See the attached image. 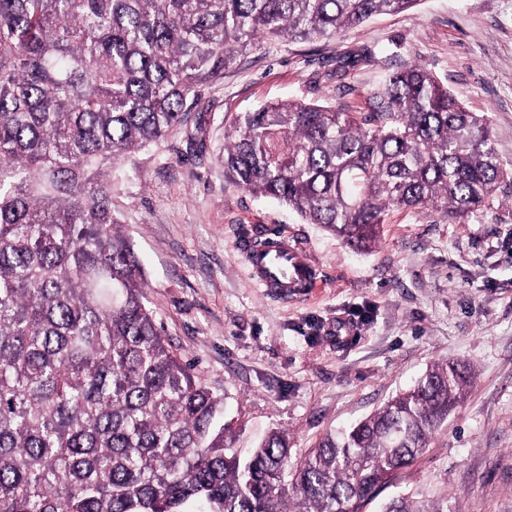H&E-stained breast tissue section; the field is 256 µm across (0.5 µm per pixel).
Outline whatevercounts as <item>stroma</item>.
Wrapping results in <instances>:
<instances>
[{"instance_id": "stroma-1", "label": "stroma", "mask_w": 512, "mask_h": 512, "mask_svg": "<svg viewBox=\"0 0 512 512\" xmlns=\"http://www.w3.org/2000/svg\"><path fill=\"white\" fill-rule=\"evenodd\" d=\"M487 113L512 168V0H419L337 41L263 42L202 87L186 122L125 160L112 213L144 269L149 307L174 351L233 420L234 445L286 432L303 454L409 389L433 363L470 365L474 384L392 496H447L456 512H512V180L487 208L390 211L357 253L279 202L224 176L237 113L274 100L368 113L369 92L407 63ZM288 233L321 270L307 296L251 283L237 244Z\"/></svg>"}]
</instances>
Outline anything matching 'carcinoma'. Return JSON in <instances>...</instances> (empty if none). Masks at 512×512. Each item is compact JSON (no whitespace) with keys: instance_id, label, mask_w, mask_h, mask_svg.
I'll list each match as a JSON object with an SVG mask.
<instances>
[{"instance_id":"carcinoma-1","label":"carcinoma","mask_w":512,"mask_h":512,"mask_svg":"<svg viewBox=\"0 0 512 512\" xmlns=\"http://www.w3.org/2000/svg\"><path fill=\"white\" fill-rule=\"evenodd\" d=\"M420 0H0V512H362L466 398L437 362L295 459L243 457L224 398L163 337L112 181L262 41L336 40ZM361 115L271 101L239 113L224 172L357 251L393 209L450 219L509 172L485 114L415 63ZM381 512H448L399 495Z\"/></svg>"}]
</instances>
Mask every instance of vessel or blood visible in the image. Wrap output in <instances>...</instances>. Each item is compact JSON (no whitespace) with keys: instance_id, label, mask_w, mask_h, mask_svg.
Instances as JSON below:
<instances>
[{"instance_id":"b4317fda","label":"vessel or blood","mask_w":512,"mask_h":512,"mask_svg":"<svg viewBox=\"0 0 512 512\" xmlns=\"http://www.w3.org/2000/svg\"><path fill=\"white\" fill-rule=\"evenodd\" d=\"M242 253L255 287L277 296L305 295L320 283L317 267L299 243L277 233L256 243H247Z\"/></svg>"}]
</instances>
